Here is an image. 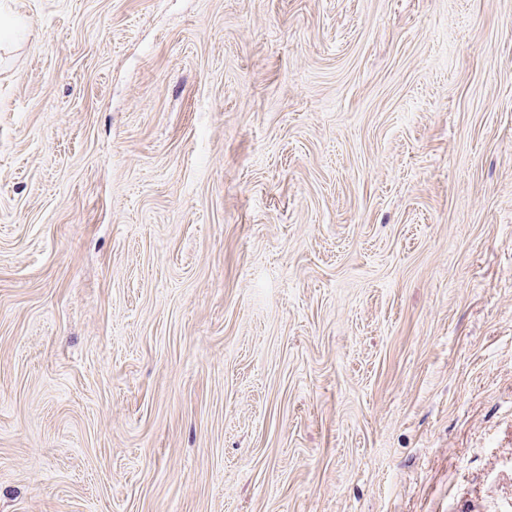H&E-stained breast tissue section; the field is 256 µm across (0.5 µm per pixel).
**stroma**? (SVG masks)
I'll use <instances>...</instances> for the list:
<instances>
[{"instance_id":"35a3bbf8","label":"stroma","mask_w":512,"mask_h":512,"mask_svg":"<svg viewBox=\"0 0 512 512\" xmlns=\"http://www.w3.org/2000/svg\"><path fill=\"white\" fill-rule=\"evenodd\" d=\"M0 22V512H512V0Z\"/></svg>"}]
</instances>
